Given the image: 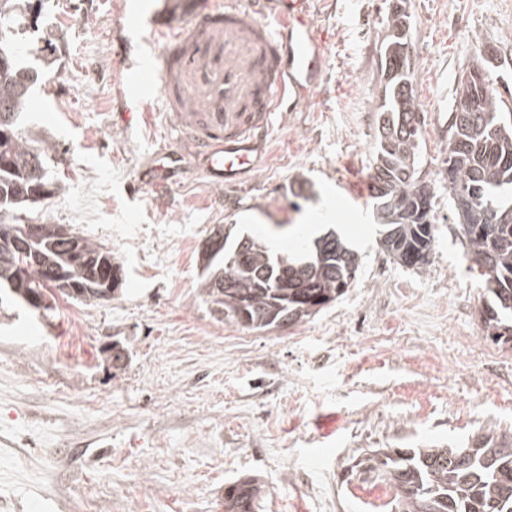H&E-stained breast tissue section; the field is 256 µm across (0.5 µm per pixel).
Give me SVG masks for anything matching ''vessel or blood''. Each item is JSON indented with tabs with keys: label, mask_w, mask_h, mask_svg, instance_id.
Returning <instances> with one entry per match:
<instances>
[{
	"label": "vessel or blood",
	"mask_w": 512,
	"mask_h": 512,
	"mask_svg": "<svg viewBox=\"0 0 512 512\" xmlns=\"http://www.w3.org/2000/svg\"><path fill=\"white\" fill-rule=\"evenodd\" d=\"M328 49L312 0H211L188 15L162 55L121 56L132 101L141 105L176 61L178 94L166 104L178 129L161 154L171 167L192 160L209 183L234 187L260 166L271 117L295 111L319 85ZM200 98L182 111L177 95Z\"/></svg>",
	"instance_id": "1"
}]
</instances>
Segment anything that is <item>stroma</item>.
<instances>
[{"label":"stroma","mask_w":512,"mask_h":512,"mask_svg":"<svg viewBox=\"0 0 512 512\" xmlns=\"http://www.w3.org/2000/svg\"><path fill=\"white\" fill-rule=\"evenodd\" d=\"M390 0H314L328 33L324 81L273 115L252 178L217 188L193 168L144 180L176 137L163 99L126 127L114 35L166 0H44L18 28L46 76L25 109L48 142L56 193L27 215L112 250V300L0 303V512H224L225 484L257 477L259 512H391L389 485L349 478L370 448H463L512 430V347L484 333V301L442 174L463 66L495 56L512 105V0H410V56L424 114L418 174L436 195L438 239L422 269L377 244L369 197ZM308 180L298 203L288 188ZM216 224L335 225L361 256L353 288L313 319L255 332L197 298L201 243ZM123 351L113 362L110 345Z\"/></svg>","instance_id":"stroma-1"}]
</instances>
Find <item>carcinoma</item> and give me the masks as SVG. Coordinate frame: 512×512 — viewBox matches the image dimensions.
<instances>
[{"label":"carcinoma","instance_id":"1","mask_svg":"<svg viewBox=\"0 0 512 512\" xmlns=\"http://www.w3.org/2000/svg\"><path fill=\"white\" fill-rule=\"evenodd\" d=\"M0 0V54L10 72L0 77V222L29 204L34 187H47V142L38 145L21 129L22 111L43 73L26 65L15 39L14 19L22 2ZM389 35L380 51L382 91L373 145L371 199L380 226L379 245L397 264L421 268L437 240L435 194L420 189L417 168L423 117L409 84V14L407 0H394L387 18ZM490 71L482 57L460 76L448 113L445 178L453 219L471 256L488 301L482 311L486 335L496 345L512 344V111L498 92L479 93L474 67ZM86 266L77 269L66 244L47 235L29 244L40 255L30 266L28 284L50 295L95 301L104 284L97 268L122 265L112 250L78 237ZM19 260L0 244V294L19 302L22 289L7 284ZM201 264L198 297L216 320L250 331L284 322L295 326L329 308L357 278L360 258L346 239L329 230L305 250L281 252L237 225ZM71 273L82 285L74 295L67 285L47 281V270ZM474 462L466 468L448 463L446 448H379L355 464L375 481L394 488L393 512H512V434L488 427L472 445ZM259 488L252 479L224 487V512H255Z\"/></svg>","mask_w":512,"mask_h":512}]
</instances>
